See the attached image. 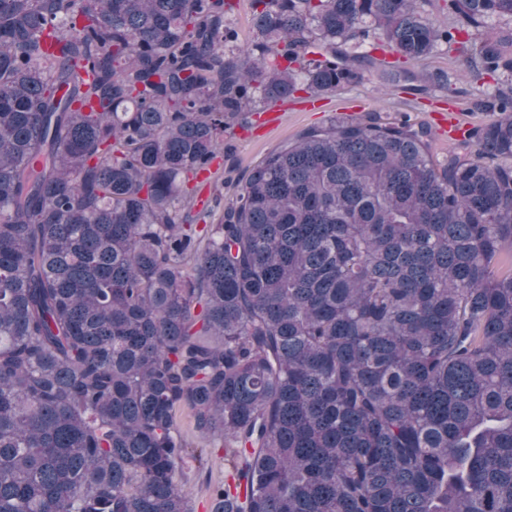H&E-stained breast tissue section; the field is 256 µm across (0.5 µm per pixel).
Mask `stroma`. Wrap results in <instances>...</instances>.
<instances>
[{"label": "stroma", "mask_w": 512, "mask_h": 512, "mask_svg": "<svg viewBox=\"0 0 512 512\" xmlns=\"http://www.w3.org/2000/svg\"><path fill=\"white\" fill-rule=\"evenodd\" d=\"M429 71L447 74L449 87H433L423 95L382 84L377 69L369 67L359 83L328 94H297L296 98L276 104L257 103L248 114L244 127L231 126L224 132V153L211 171L191 181L188 192L195 205L213 206L215 200L229 202L244 184L249 172L274 149L294 142L307 129L327 127L342 119L375 118L383 122L409 120L430 133L434 159L448 155L470 156L473 145L464 137L448 139L441 135L438 117L447 116L449 106L461 110L465 128L480 125L491 118L482 110L481 101L495 92V80L476 74L452 47L440 45L424 63ZM278 109V123L267 124L269 109ZM177 427L189 445L190 455L182 465L181 478L191 512H211L210 488L224 481L230 472L224 444L201 437L193 427L188 410L176 413Z\"/></svg>", "instance_id": "35a3bbf8"}]
</instances>
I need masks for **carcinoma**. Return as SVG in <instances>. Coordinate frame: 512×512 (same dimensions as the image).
I'll use <instances>...</instances> for the list:
<instances>
[{
	"mask_svg": "<svg viewBox=\"0 0 512 512\" xmlns=\"http://www.w3.org/2000/svg\"><path fill=\"white\" fill-rule=\"evenodd\" d=\"M444 2L0 0V512H189L181 407L213 512H512V87L470 158L343 120L184 215L257 100L512 77V0ZM235 8L231 20L239 35L238 44L241 47L250 44L253 38L251 0H233ZM176 424L190 445V455L182 465L181 478L192 512H211L210 488L224 482L231 471L224 442L201 437L193 427L187 409L176 413Z\"/></svg>",
	"mask_w": 512,
	"mask_h": 512,
	"instance_id": "cac0c4a2",
	"label": "carcinoma"
}]
</instances>
